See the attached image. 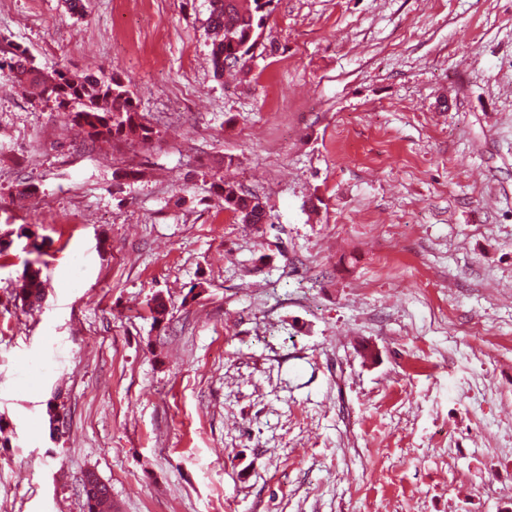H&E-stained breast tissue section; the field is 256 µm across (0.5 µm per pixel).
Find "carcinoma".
I'll use <instances>...</instances> for the list:
<instances>
[{
    "instance_id": "1",
    "label": "carcinoma",
    "mask_w": 512,
    "mask_h": 512,
    "mask_svg": "<svg viewBox=\"0 0 512 512\" xmlns=\"http://www.w3.org/2000/svg\"><path fill=\"white\" fill-rule=\"evenodd\" d=\"M271 4L272 0H209L206 33L211 39L216 75H224L227 68H236L245 76L251 73L249 61L254 56L250 49L262 36ZM0 74L27 88L32 96L57 104L92 143L112 140L146 146L159 138V131L139 111L124 80L112 73L76 76L63 68L44 73L31 64L26 51L17 47L0 48ZM213 189L224 210L238 223H266L259 198L240 191L236 182L220 178ZM44 297L41 268L28 262L15 289V299L33 311L42 306ZM79 493L87 512H112L109 487L96 473L85 474Z\"/></svg>"
}]
</instances>
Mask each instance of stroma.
Here are the masks:
<instances>
[{"label":"stroma","mask_w":512,"mask_h":512,"mask_svg":"<svg viewBox=\"0 0 512 512\" xmlns=\"http://www.w3.org/2000/svg\"><path fill=\"white\" fill-rule=\"evenodd\" d=\"M84 4L0 0V46L161 137L0 77V512L89 470L112 512H512V0H274L244 82L207 0ZM0 48V74L11 78L29 93L68 112L73 124L87 139L146 146L159 138V131L139 111L124 80L112 73L76 76L65 69L41 72L25 50ZM235 181L219 178L213 184L218 198L223 202L224 210L231 213L240 224L266 223L265 209L260 207L258 197L239 191ZM36 262H26L23 275L15 289V299L29 311L39 309L45 297L44 281L41 277V268Z\"/></svg>","instance_id":"stroma-1"}]
</instances>
